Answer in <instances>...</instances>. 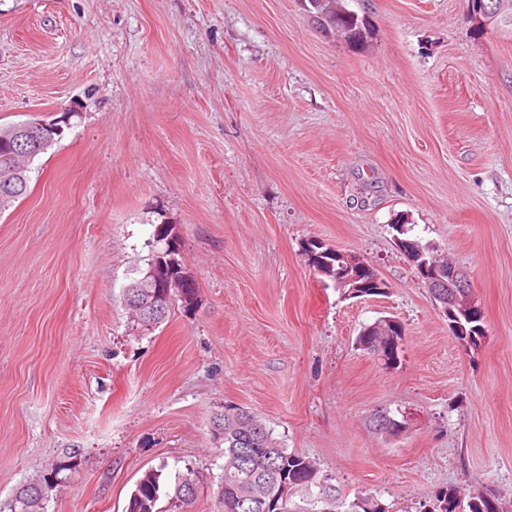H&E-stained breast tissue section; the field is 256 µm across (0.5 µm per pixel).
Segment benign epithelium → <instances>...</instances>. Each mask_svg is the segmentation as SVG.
Masks as SVG:
<instances>
[{
	"instance_id": "obj_1",
	"label": "benign epithelium",
	"mask_w": 512,
	"mask_h": 512,
	"mask_svg": "<svg viewBox=\"0 0 512 512\" xmlns=\"http://www.w3.org/2000/svg\"><path fill=\"white\" fill-rule=\"evenodd\" d=\"M470 16L477 22L489 28L512 18V0H468ZM32 126L46 127L43 120L27 121L17 125L0 135L1 141L14 140ZM399 249L410 257L409 263L414 267L418 278L430 291L432 296L442 302L443 312L451 319L465 313L467 307L468 283L464 273L454 264L441 260L428 247H420L409 240L399 241ZM303 250L309 263L323 262L328 269H335L336 289L349 297L364 296L368 293H379L387 288L386 282L376 269L360 254L332 248L317 239L305 241ZM177 260L175 256L164 258L157 256L150 261L146 273L145 285L156 288L152 298L144 302L149 308H159L168 299L169 288H181L192 279V275L184 271L175 273ZM367 336L377 337L374 343L375 354L399 342V337L405 335L402 323L393 318H381L372 323L365 331Z\"/></svg>"
}]
</instances>
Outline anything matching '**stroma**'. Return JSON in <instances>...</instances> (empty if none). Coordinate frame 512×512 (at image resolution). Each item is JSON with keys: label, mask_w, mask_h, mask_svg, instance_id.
<instances>
[{"label": "stroma", "mask_w": 512, "mask_h": 512, "mask_svg": "<svg viewBox=\"0 0 512 512\" xmlns=\"http://www.w3.org/2000/svg\"><path fill=\"white\" fill-rule=\"evenodd\" d=\"M348 5L372 22L360 49L303 0H0V125L68 120L0 214V501L53 476L45 512H125L162 466L221 512L230 404L343 499L479 489L512 512V38L474 36L467 0ZM160 224L199 303L147 329L124 290ZM399 224L466 274L477 344ZM310 238L387 292L342 297ZM384 317L406 329L392 366L355 346Z\"/></svg>", "instance_id": "1"}]
</instances>
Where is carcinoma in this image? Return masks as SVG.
Segmentation results:
<instances>
[{
  "instance_id": "carcinoma-1",
  "label": "carcinoma",
  "mask_w": 512,
  "mask_h": 512,
  "mask_svg": "<svg viewBox=\"0 0 512 512\" xmlns=\"http://www.w3.org/2000/svg\"><path fill=\"white\" fill-rule=\"evenodd\" d=\"M344 21L354 38L353 46H362L370 34L368 18L345 9L338 17L328 11L325 29L335 30L336 20ZM62 137V132L53 129H35L24 136L26 147L39 142L38 153L43 154L50 145ZM28 183L17 178L0 180V214L8 210L16 200L27 194ZM484 314L480 305L473 313L461 317L465 332L455 330L454 335L469 344L477 343L483 335ZM218 430L224 441V467L219 481L224 512H389L378 498L359 495L349 503L343 501L331 478L324 474L315 462L297 452H290L277 442L266 424L250 411L238 407L224 406V417H215ZM163 469L146 471L131 492L125 512H161L157 503L168 499L171 507L187 512L194 501L200 479L197 472L177 470L168 478ZM282 480L288 481L292 490L285 502H269V498L258 499L250 495L251 490L269 489ZM53 478H42L21 485L12 497L0 502V512H44L51 494ZM460 507V491L442 489L428 500L420 503L418 512H457ZM469 512H499L494 500L477 491L469 495Z\"/></svg>"
}]
</instances>
